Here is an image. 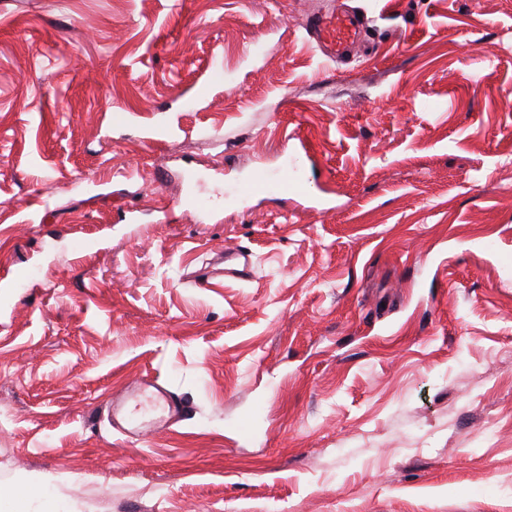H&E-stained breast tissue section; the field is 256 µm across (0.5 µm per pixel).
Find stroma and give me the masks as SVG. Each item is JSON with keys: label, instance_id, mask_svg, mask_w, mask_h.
I'll return each mask as SVG.
<instances>
[{"label": "stroma", "instance_id": "stroma-1", "mask_svg": "<svg viewBox=\"0 0 512 512\" xmlns=\"http://www.w3.org/2000/svg\"><path fill=\"white\" fill-rule=\"evenodd\" d=\"M345 2L331 62L329 0H0V486L512 512V0ZM294 171L316 208L231 199ZM309 40L328 60L349 56L361 43L363 21L355 12L336 10L314 14L304 25ZM251 254L243 249L224 252V278L244 280L252 275Z\"/></svg>", "mask_w": 512, "mask_h": 512}]
</instances>
